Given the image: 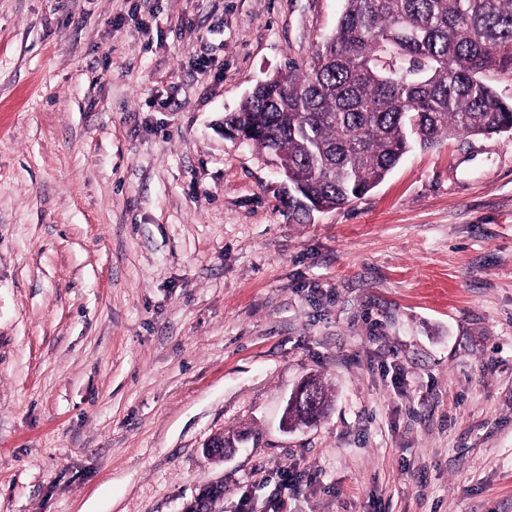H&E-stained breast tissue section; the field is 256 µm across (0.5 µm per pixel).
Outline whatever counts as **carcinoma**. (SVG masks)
Instances as JSON below:
<instances>
[{
    "label": "carcinoma",
    "instance_id": "carcinoma-1",
    "mask_svg": "<svg viewBox=\"0 0 512 512\" xmlns=\"http://www.w3.org/2000/svg\"><path fill=\"white\" fill-rule=\"evenodd\" d=\"M304 67L257 82L224 116L265 151L304 224L351 203L413 149L457 134L512 133V0H341ZM290 425L312 421L305 400Z\"/></svg>",
    "mask_w": 512,
    "mask_h": 512
}]
</instances>
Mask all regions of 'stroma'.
Returning <instances> with one entry per match:
<instances>
[{
    "label": "stroma",
    "instance_id": "35a3bbf8",
    "mask_svg": "<svg viewBox=\"0 0 512 512\" xmlns=\"http://www.w3.org/2000/svg\"><path fill=\"white\" fill-rule=\"evenodd\" d=\"M340 10L0 0V512H512V135L298 224L224 132Z\"/></svg>",
    "mask_w": 512,
    "mask_h": 512
}]
</instances>
